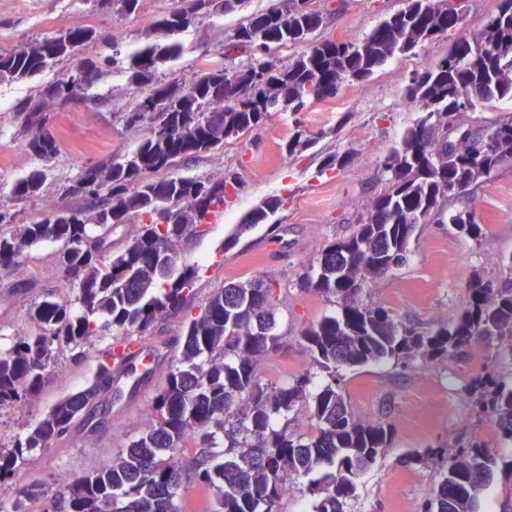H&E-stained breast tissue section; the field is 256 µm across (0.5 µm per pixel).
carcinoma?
<instances>
[{
  "label": "carcinoma",
  "instance_id": "carcinoma-1",
  "mask_svg": "<svg viewBox=\"0 0 512 512\" xmlns=\"http://www.w3.org/2000/svg\"><path fill=\"white\" fill-rule=\"evenodd\" d=\"M100 9L120 6L135 12L139 0H90ZM240 0H194L190 11L165 14L154 24L162 39L126 56L109 35L89 25L0 51V83L33 80L64 63L72 68L41 85L13 107L12 118L24 135L23 147L44 162L56 157V140L46 131L51 112H62L115 72L126 74L136 101L126 116L135 126L149 119L152 133L121 159L85 171L63 190L87 206H63L55 218L17 223V214L0 207V273L11 274L23 251L45 239L61 243L55 262L69 285L62 299L49 296L27 313L35 329L0 351V409L37 398L54 354L82 358L93 336L112 337L92 384L57 400L25 437L0 448V482L10 478L27 454L49 447L94 403L101 383L112 373L110 360L159 320L186 314L181 356L171 360L165 385L149 405L144 429L102 468L71 478L53 512H182L179 499L190 484L215 490L216 512H281L288 479L309 478L311 512H345L356 477L391 447L394 431L382 423L358 420L349 410L338 370L393 360L405 367L416 359L436 362L464 357L477 345L495 346L512 356V282L478 277L464 309L436 330L395 318L388 308L368 302L367 283L407 262L410 235L418 224L442 219L458 186L470 188L512 160V116L479 130H468L465 146L448 142L455 114L465 97L471 107L512 97V0H498L472 40L467 56L454 48L419 74L406 100L422 115L403 133L381 164L387 173L382 192L365 205V216L346 237L333 239L321 252L319 271L299 276L297 286L334 301L338 311L300 330L313 365L329 381L313 393V373L296 375L277 386L261 383L258 362L275 351V309L281 284L269 275L230 283L213 292L195 315L187 313L197 269L178 265L179 246L204 234L209 216L235 193L239 176L231 168L221 177L154 174L177 160L199 159L224 141L259 127L282 104L298 114L308 103L336 95L346 81L363 82L397 54L433 43L462 29L465 0H405L406 6L358 41L331 38L283 63V48L303 42L305 32L320 29L327 16L302 12L297 0L253 14L238 26L230 49L247 53L239 63L206 62L188 82H162L159 66L176 58L181 45L173 37L192 19L230 12ZM268 65L266 80L254 86L245 103L225 102V86L250 84L257 64ZM85 74L81 83L71 80ZM301 130L288 140L293 156L312 147ZM47 174L32 171L18 180L16 202L43 192ZM282 200L263 202L239 231L263 223ZM131 219L138 234L112 253V229ZM457 231L483 238L471 213L449 217ZM482 405L500 439L512 442V383L492 374L474 381ZM305 408L315 431H288L278 423ZM199 437L195 457L183 461L177 450ZM224 450L219 451L217 438ZM416 464L437 465L440 480L424 512H477L476 495L490 481L498 461L475 438L449 460L437 452L410 454ZM332 471L313 479L322 466Z\"/></svg>",
  "mask_w": 512,
  "mask_h": 512
}]
</instances>
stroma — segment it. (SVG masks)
I'll list each match as a JSON object with an SVG mask.
<instances>
[{
  "label": "stroma",
  "mask_w": 512,
  "mask_h": 512,
  "mask_svg": "<svg viewBox=\"0 0 512 512\" xmlns=\"http://www.w3.org/2000/svg\"><path fill=\"white\" fill-rule=\"evenodd\" d=\"M327 13V25L314 40L328 37L358 40L381 21L405 6L404 0H314ZM279 0H243L233 12L200 17L177 37L183 51L167 63L165 79H188L199 60L219 58L235 28L254 12L278 6ZM183 0H141L137 10L120 16L96 12L89 0H0V50L65 27L89 24L111 35L120 47L142 45L155 17L182 9ZM451 45L443 39L415 53L398 55L377 69L363 84L347 82L335 97L315 101L305 112L272 113L253 131L229 139L223 148L196 160H181L172 174L222 175L233 168L240 177L237 192L208 219L203 236L185 246L182 259L198 268L190 312H198L210 294L230 282L244 283L264 273L274 275L283 288L275 312L280 346L260 366L262 383L283 385L312 366L311 355L299 336L302 326L335 310L334 303L300 290L299 275L318 266L323 247L349 235L359 219V202L384 188L381 163L398 144L404 130L419 116L405 101L412 78L445 55ZM112 93L101 101H86L52 113L49 132L60 145L49 164L25 150L11 117H0V204L15 205L21 221L51 215L64 205V186L87 168L131 153L150 133L143 121L131 127L126 113L133 97L123 76L111 77ZM317 140L297 156L285 145L295 130ZM348 153L339 169L322 171L324 156ZM47 167L49 190L21 203H13L14 182L31 170ZM270 196L284 204L267 223L239 231L244 217ZM471 211L485 230L481 242L458 233L453 224L417 225L409 241L405 266L373 279L369 299L390 309L401 320L428 328L449 323L465 306L476 275L505 277L497 263L512 253V164L506 165L449 206V213ZM59 245L46 241L21 256L23 273L0 276V350L7 349L25 323L30 305L62 293L53 265ZM37 288L23 289L27 280ZM183 315L158 322L143 335V342L163 357L147 386L127 384L101 391L89 412L62 438L28 455L13 481L0 483V512H46L53 494L62 490L61 472L78 476L111 462L118 448L137 436L142 416L165 384L169 362L183 343ZM112 345L111 337L91 338L84 357L71 361L58 355L45 371L39 398L22 408L0 410V447L11 446L39 421L58 399L86 388L99 361ZM494 372L512 374V359L495 358L482 346L462 360L421 361L402 368L389 361L342 369V393L352 412L367 422L392 425L394 442L386 453L356 479L354 496L346 512H421L439 481L434 466L407 463L409 451L432 449L450 455L461 435L478 431L497 460L512 458V444H502L489 422L480 420L468 385ZM37 484L39 499L18 498L19 487Z\"/></svg>",
  "instance_id": "1"
}]
</instances>
